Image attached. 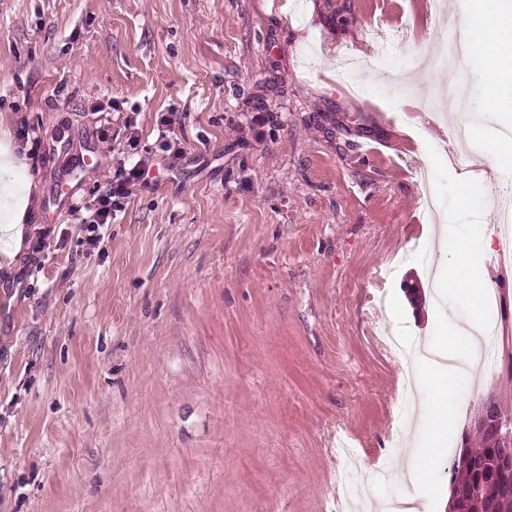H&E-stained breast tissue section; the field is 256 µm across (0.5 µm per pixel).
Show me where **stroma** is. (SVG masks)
Wrapping results in <instances>:
<instances>
[{
	"label": "stroma",
	"instance_id": "obj_1",
	"mask_svg": "<svg viewBox=\"0 0 512 512\" xmlns=\"http://www.w3.org/2000/svg\"><path fill=\"white\" fill-rule=\"evenodd\" d=\"M446 4L0 0V182L31 187L21 246L0 232V512H336L339 441L364 480L413 467L422 394L386 335L430 341L440 308L468 325L439 304L445 245L413 175L431 145L484 190L499 296L448 512L481 401L512 412L494 202L512 78L426 65L421 43L475 29L474 0ZM143 157L151 180L88 245L87 203Z\"/></svg>",
	"mask_w": 512,
	"mask_h": 512
}]
</instances>
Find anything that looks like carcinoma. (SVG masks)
I'll list each match as a JSON object with an SVG mask.
<instances>
[{"label":"carcinoma","mask_w":512,"mask_h":512,"mask_svg":"<svg viewBox=\"0 0 512 512\" xmlns=\"http://www.w3.org/2000/svg\"><path fill=\"white\" fill-rule=\"evenodd\" d=\"M466 447L453 464L452 484L462 503L454 508L465 512H512V491L494 479L496 454L488 436L478 430L467 432Z\"/></svg>","instance_id":"carcinoma-1"}]
</instances>
